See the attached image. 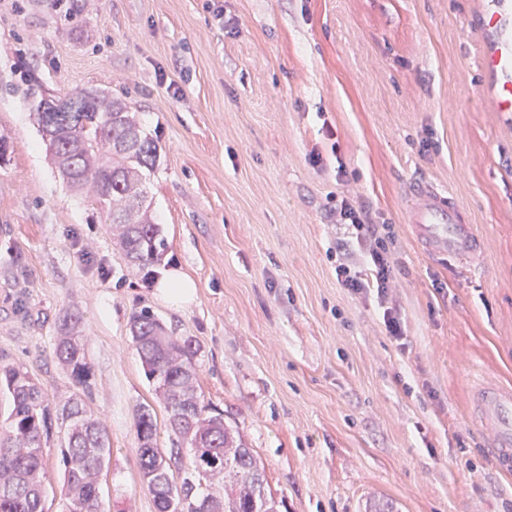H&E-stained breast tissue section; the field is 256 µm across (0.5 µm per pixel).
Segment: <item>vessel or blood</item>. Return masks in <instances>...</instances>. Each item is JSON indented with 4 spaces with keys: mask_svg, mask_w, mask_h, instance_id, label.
Listing matches in <instances>:
<instances>
[{
    "mask_svg": "<svg viewBox=\"0 0 512 512\" xmlns=\"http://www.w3.org/2000/svg\"><path fill=\"white\" fill-rule=\"evenodd\" d=\"M480 23L489 37L480 65L491 79L495 109L512 115V0H487ZM418 194L408 222L426 253L457 257L477 251L480 240L447 191L422 186ZM472 406L492 464L512 471V387L486 380L476 383Z\"/></svg>",
    "mask_w": 512,
    "mask_h": 512,
    "instance_id": "1",
    "label": "vessel or blood"
}]
</instances>
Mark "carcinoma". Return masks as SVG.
Masks as SVG:
<instances>
[{"label":"carcinoma","mask_w":512,"mask_h":512,"mask_svg":"<svg viewBox=\"0 0 512 512\" xmlns=\"http://www.w3.org/2000/svg\"><path fill=\"white\" fill-rule=\"evenodd\" d=\"M69 111L54 112L58 97L39 100L35 111L48 149L64 178L88 190L112 216L126 264L139 271L159 264L168 250L152 221L146 184L158 149L121 98L94 89L63 96ZM79 318L64 319L56 355L76 384L92 375ZM130 330L148 380L160 396L167 427L181 448L158 447L151 409L135 419L141 477L156 512H279L264 469L239 435L213 414L197 391V347L190 337L166 333L149 309L134 312ZM0 393L10 409L0 420V512H46L43 449L60 441L69 512H103L99 477L110 456L106 428L81 398L50 399L27 371L0 363Z\"/></svg>","instance_id":"cac0c4a2"}]
</instances>
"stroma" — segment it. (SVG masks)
Here are the masks:
<instances>
[{"label": "stroma", "mask_w": 512, "mask_h": 512, "mask_svg": "<svg viewBox=\"0 0 512 512\" xmlns=\"http://www.w3.org/2000/svg\"><path fill=\"white\" fill-rule=\"evenodd\" d=\"M70 2L0 0V361L78 394L55 348L80 316L105 512H155L134 426L145 404L165 417L130 333L144 307L195 341L204 403L280 512H512L470 417L473 366L512 382V117L479 68L482 0ZM79 88L124 99L158 146L153 274L43 143L38 101ZM422 184L447 189L478 252L420 250ZM344 199L393 227L403 344L375 293L336 279ZM174 265L196 285L180 309L155 295Z\"/></svg>", "instance_id": "stroma-1"}]
</instances>
